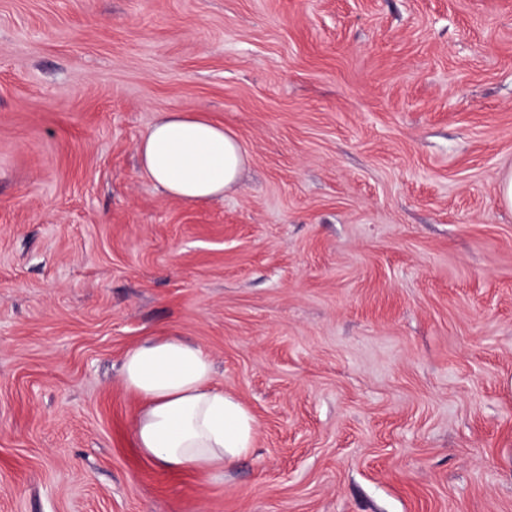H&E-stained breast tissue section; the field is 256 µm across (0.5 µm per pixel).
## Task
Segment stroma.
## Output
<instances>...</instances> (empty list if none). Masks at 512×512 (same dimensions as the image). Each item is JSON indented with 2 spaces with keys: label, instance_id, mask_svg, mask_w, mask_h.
Returning <instances> with one entry per match:
<instances>
[{
  "label": "stroma",
  "instance_id": "obj_1",
  "mask_svg": "<svg viewBox=\"0 0 512 512\" xmlns=\"http://www.w3.org/2000/svg\"><path fill=\"white\" fill-rule=\"evenodd\" d=\"M167 112L247 154L186 203ZM512 0H0V512H512ZM177 332L254 414L212 474L131 437ZM137 153L156 186L188 203L223 199L246 163L236 136L200 112L162 114L141 137Z\"/></svg>",
  "mask_w": 512,
  "mask_h": 512
}]
</instances>
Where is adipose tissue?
Masks as SVG:
<instances>
[{"label":"adipose tissue","instance_id":"obj_1","mask_svg":"<svg viewBox=\"0 0 512 512\" xmlns=\"http://www.w3.org/2000/svg\"><path fill=\"white\" fill-rule=\"evenodd\" d=\"M137 153L156 186L188 203L223 198L246 163L236 136L200 112L162 114ZM121 375L144 400L134 443L161 469L209 474L252 452L256 418L215 387L213 362L201 346L176 335L145 340L126 354Z\"/></svg>","mask_w":512,"mask_h":512}]
</instances>
